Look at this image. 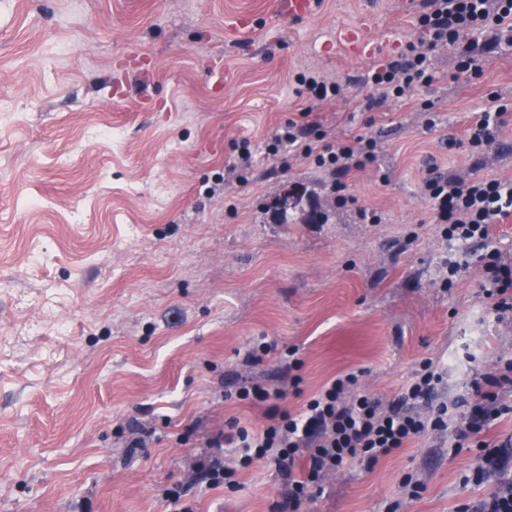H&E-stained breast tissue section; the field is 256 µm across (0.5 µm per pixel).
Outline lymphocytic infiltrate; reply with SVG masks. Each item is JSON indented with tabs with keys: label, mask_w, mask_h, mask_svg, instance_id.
<instances>
[{
	"label": "lymphocytic infiltrate",
	"mask_w": 512,
	"mask_h": 512,
	"mask_svg": "<svg viewBox=\"0 0 512 512\" xmlns=\"http://www.w3.org/2000/svg\"><path fill=\"white\" fill-rule=\"evenodd\" d=\"M505 29L512 31V0H421L417 23L398 56L374 66L367 77L370 107L385 106L431 84L437 52L452 51L458 71H469L474 50L489 48V35ZM508 112L502 105L480 113L467 129L468 150L479 153L489 148ZM269 149L310 160L334 178V187L341 192V175L365 169L378 143L365 134L331 141L319 124L290 120L277 128ZM424 187L444 225L442 233L449 238L486 239L493 225L512 216L511 181L440 174L427 176ZM483 287L495 310L512 311V262L491 253L484 265ZM440 380L431 365H424L397 398L385 402L361 390L356 374L334 378L300 411L271 410L259 433L234 425L206 440L210 452L201 463L204 482L210 488L237 487L238 472L262 461L280 477L289 512H302L325 474L355 461L374 464L428 432L449 429L456 445L467 442L475 450L474 480L493 477L498 483L489 497L462 505L459 512H512V446L484 438L504 411L497 391L512 388V361L489 378L481 402L458 426L447 404H430ZM228 448L238 451L229 461L224 458Z\"/></svg>",
	"instance_id": "lymphocytic-infiltrate-1"
}]
</instances>
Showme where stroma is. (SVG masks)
<instances>
[{"instance_id": "stroma-1", "label": "stroma", "mask_w": 512, "mask_h": 512, "mask_svg": "<svg viewBox=\"0 0 512 512\" xmlns=\"http://www.w3.org/2000/svg\"><path fill=\"white\" fill-rule=\"evenodd\" d=\"M277 2L0 0V512H173L170 488L196 512H272L284 489L263 462L235 490L192 470L198 437L266 423L231 396L282 380L275 356L245 363L256 339L297 352L290 412L345 373L392 400L429 360L434 403L462 414L512 360V312L481 288L490 250L512 259V217L487 242L447 240L422 187L432 167L512 180V123L479 154L446 144L512 105V45L469 78L438 55L434 82L369 111L370 66L397 53L420 0H316L302 19ZM356 30L373 56L350 53ZM303 73L349 98L310 106ZM290 119L376 137L371 169L342 178L352 202L308 161L269 158ZM244 141L255 164L225 184ZM284 184L302 191L285 211ZM473 464L431 433L327 476L307 512H457L493 488Z\"/></svg>"}]
</instances>
